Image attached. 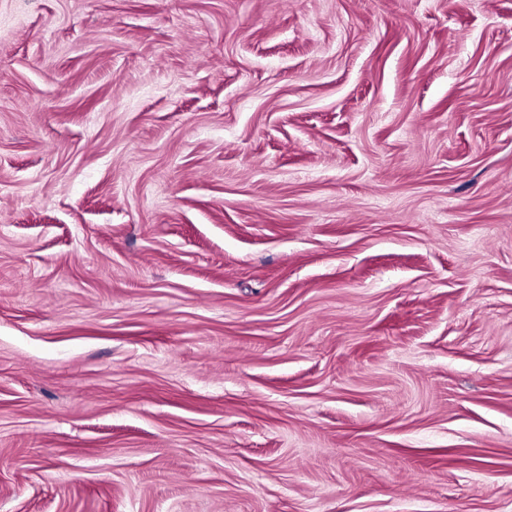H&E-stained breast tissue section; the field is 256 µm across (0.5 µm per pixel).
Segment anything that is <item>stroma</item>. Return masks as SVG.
<instances>
[{"label":"stroma","instance_id":"obj_1","mask_svg":"<svg viewBox=\"0 0 512 512\" xmlns=\"http://www.w3.org/2000/svg\"><path fill=\"white\" fill-rule=\"evenodd\" d=\"M0 512H512V0H0Z\"/></svg>","mask_w":512,"mask_h":512}]
</instances>
